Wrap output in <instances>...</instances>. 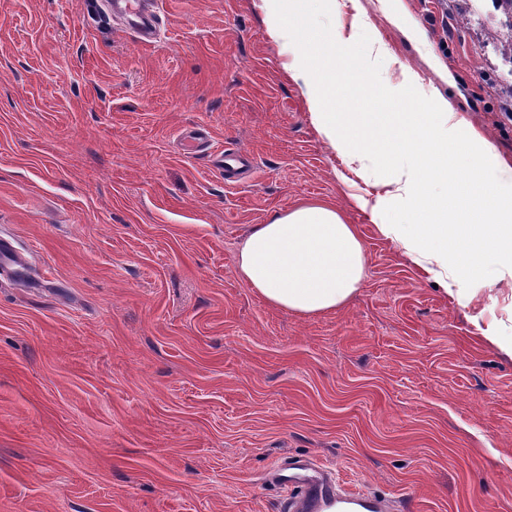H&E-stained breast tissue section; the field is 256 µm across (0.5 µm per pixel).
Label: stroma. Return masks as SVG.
<instances>
[{
	"instance_id": "1",
	"label": "stroma",
	"mask_w": 512,
	"mask_h": 512,
	"mask_svg": "<svg viewBox=\"0 0 512 512\" xmlns=\"http://www.w3.org/2000/svg\"><path fill=\"white\" fill-rule=\"evenodd\" d=\"M359 4L354 30L349 0L298 23L383 41L371 111L441 92L512 164L492 0H401L418 43ZM159 11L146 45L109 0H0V240L18 255L0 267V512H281L293 459L408 512H512V358L483 338L512 336V279L463 280L461 308L378 233L353 198L384 194L411 150L348 174L263 0ZM200 128L209 146L184 153ZM226 148L254 155L251 180L225 184ZM425 194L463 223L474 209L461 169ZM312 200L358 225L366 277L299 316L235 257L252 225Z\"/></svg>"
}]
</instances>
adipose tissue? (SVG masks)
<instances>
[{"label":"adipose tissue","instance_id":"ef3b65f1","mask_svg":"<svg viewBox=\"0 0 512 512\" xmlns=\"http://www.w3.org/2000/svg\"><path fill=\"white\" fill-rule=\"evenodd\" d=\"M264 2L267 30L289 56L288 68L308 100L319 134L348 165L362 161L350 129L384 123L401 143L410 135L427 137L440 120L454 132L447 143L449 159L465 169L473 195L489 202L488 207L475 211L471 224L458 230L435 223L421 202L416 205L417 220L402 219L387 202L422 186L432 169L418 161L391 179L386 195L373 201L356 197L358 207L370 210L379 233L397 242L412 262L442 281L479 274L492 257L500 262L499 274L512 276V178L503 179L508 165L493 145L439 94L433 96L430 111L417 112L410 121L401 112L368 111L361 100L356 101L354 111L335 115L331 90L322 89L317 81L318 63L323 58H344L364 83L368 77L360 53L326 34L321 37L324 56L309 53L299 47L283 22L284 14L300 0ZM365 264V247L356 226L345 223L333 204L306 203L274 212L267 223L255 225L239 246L236 268L265 303L308 316L346 305L359 289Z\"/></svg>","mask_w":512,"mask_h":512}]
</instances>
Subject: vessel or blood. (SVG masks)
<instances>
[{
  "mask_svg": "<svg viewBox=\"0 0 512 512\" xmlns=\"http://www.w3.org/2000/svg\"><path fill=\"white\" fill-rule=\"evenodd\" d=\"M127 13L137 16L138 35L142 40L154 38L153 18L139 10L142 0H123ZM220 167L227 182H238L241 175L254 169V157L240 151H225ZM277 479L292 484L297 493L288 497L283 512H329L338 505H354L362 512H392L391 503L381 500L366 491H351L344 488L329 472L306 463L294 464L276 473Z\"/></svg>",
  "mask_w": 512,
  "mask_h": 512,
  "instance_id": "1",
  "label": "vessel or blood"
}]
</instances>
